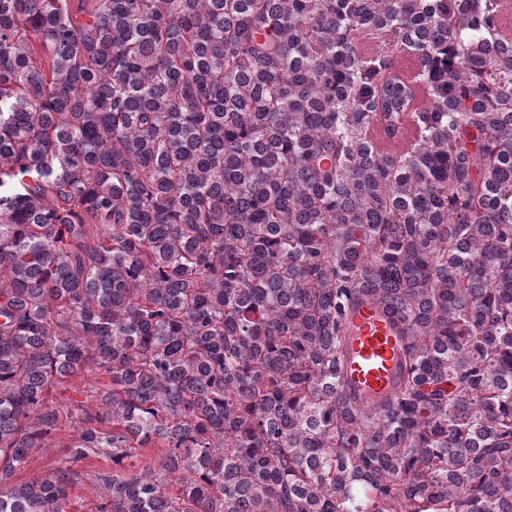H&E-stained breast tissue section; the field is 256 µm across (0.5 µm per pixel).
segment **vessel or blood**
<instances>
[{
    "label": "vessel or blood",
    "mask_w": 512,
    "mask_h": 512,
    "mask_svg": "<svg viewBox=\"0 0 512 512\" xmlns=\"http://www.w3.org/2000/svg\"><path fill=\"white\" fill-rule=\"evenodd\" d=\"M345 330L351 338L349 351L350 388L368 405L395 392L397 344L388 314L364 302L350 313Z\"/></svg>",
    "instance_id": "1"
}]
</instances>
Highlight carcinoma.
I'll return each instance as SVG.
<instances>
[{"instance_id":"cac0c4a2","label":"carcinoma","mask_w":512,"mask_h":512,"mask_svg":"<svg viewBox=\"0 0 512 512\" xmlns=\"http://www.w3.org/2000/svg\"><path fill=\"white\" fill-rule=\"evenodd\" d=\"M71 2L0 0V512H512V0ZM345 330L351 336L350 388L363 403L375 405L395 392L397 344L388 314L370 300L350 313ZM97 381H108V378L104 375H99L98 371H94L93 373L84 372L82 374H76L66 380L59 388L53 389L50 392V397L53 399V402H49L51 405H62L64 403L61 392L64 389V394L66 397H76L80 400H84L85 397L80 395L76 391H81L85 395H90L91 393L88 391L90 388H93L97 385ZM76 390V391H75ZM49 438L48 445L50 447L34 451L27 466L18 472L16 481L44 478L51 472L54 461L64 457L74 438L73 427L65 419V416L63 418L60 417L56 431ZM73 472L68 487L67 512H97L101 505L102 488L95 475L112 469V461L105 458L89 457L70 463Z\"/></svg>"}]
</instances>
